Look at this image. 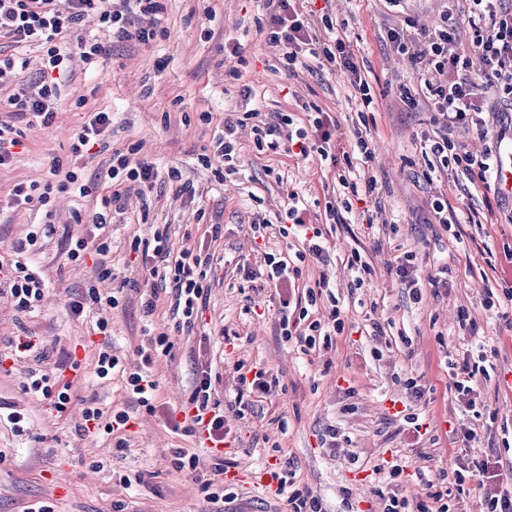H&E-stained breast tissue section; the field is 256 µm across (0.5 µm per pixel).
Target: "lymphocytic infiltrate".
<instances>
[{
    "label": "lymphocytic infiltrate",
    "instance_id": "1",
    "mask_svg": "<svg viewBox=\"0 0 512 512\" xmlns=\"http://www.w3.org/2000/svg\"><path fill=\"white\" fill-rule=\"evenodd\" d=\"M163 9L160 0H0V38L8 39L14 47L30 43L43 49L42 68L39 78L28 89L10 95L6 106L10 117L0 120V168L12 164L16 147L22 144V131L16 127L19 119L32 118L40 125L51 126L58 114L60 86L58 76L70 73L74 62L92 65L105 55L106 48L96 38H86L76 33V26L90 12L99 17L103 31L113 37L136 39L146 43L157 35L155 27H134L136 16H156ZM310 25L299 14L293 0H275L270 18L268 40L270 44L286 48L289 58H296L302 44L310 41ZM468 37L481 57L485 70L481 77L469 74L471 62L456 50V42ZM75 39V46H68V39ZM391 39L400 53L406 54L412 67L425 76V88L430 95L438 126L434 135L426 137L424 146L441 169L455 167L481 183L496 182L498 156L486 152L476 156L465 144L457 141L454 132L469 128L478 135L488 132L483 117L489 90H497L502 100L512 103V0H469L468 11L462 21L446 22L431 31L419 33L409 30L395 31ZM290 115H282L278 123L255 126L254 132L264 139L268 149L301 156L318 153L322 159L332 158L336 142L332 138V120L328 113L316 111L312 125L317 133L315 143H308L307 133L294 129ZM50 172L56 183L16 184L8 196L10 207L24 209L31 205L45 206L53 189H73L80 195H88L90 188L84 183L80 168L62 170L60 162H53ZM40 252V237L32 232L13 249L14 257L9 264L0 263V296L7 298L21 312L34 311L40 304L45 282L32 268L33 258ZM313 258L324 263L328 254L316 240L309 239L306 251L297 252L295 259L270 253L265 257L266 283L279 286L290 282L297 274V262ZM208 260L191 250H183L168 261L161 275L171 278L179 295L183 323L194 322L200 310L207 278ZM327 298L330 307L325 319L309 320L307 311H292L290 301H283L280 324L286 338L297 339L301 346L312 348L317 338H331L343 329L340 309L335 294H322L307 289L308 305H316L318 298ZM166 337L160 336L141 347V370L126 379L127 388L139 406L155 411L158 383L150 367L155 355L168 352ZM448 370L456 399L462 402L473 419H480L482 412L473 398L471 383L476 376H488L486 366L463 360L449 362ZM193 417L183 427L185 434H193L196 425H204L213 443L224 442V411L218 400L212 397L210 371L197 372L194 389L189 398ZM477 480L484 496L485 512H512V488L504 485V469L499 458L478 457L462 466L455 473L456 486Z\"/></svg>",
    "mask_w": 512,
    "mask_h": 512
}]
</instances>
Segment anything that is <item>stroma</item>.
<instances>
[{
	"instance_id": "1",
	"label": "stroma",
	"mask_w": 512,
	"mask_h": 512,
	"mask_svg": "<svg viewBox=\"0 0 512 512\" xmlns=\"http://www.w3.org/2000/svg\"><path fill=\"white\" fill-rule=\"evenodd\" d=\"M161 36L149 42L101 34L86 18L80 35L100 37L108 53L94 70L76 67L63 80L60 112L52 127L23 125L26 150L0 170V259L37 225L51 222L40 267L44 299L31 313L17 312L0 299V399L28 416L23 434L0 424V512H24L35 501L54 512H290L287 496L270 483V469L293 473L296 486L317 496L322 512H384L385 495L410 503L425 500L428 486L448 492L452 512H484L476 484L457 493L454 472L468 458L498 455L512 466V324L483 302L501 287L490 262L512 247V224L479 228L486 188L457 170L429 171L421 134L431 114L406 98L417 85L406 56L388 39L392 28L431 30L442 15L459 17L465 0H316L310 18L318 41L342 38L376 106L362 112L360 96L345 69L320 64L309 48L295 62L269 43L270 12L264 0H164ZM238 54H231V46ZM112 114L106 148L72 157L70 145L82 121L76 102ZM319 107L336 122V146L350 159L337 163L276 153L260 147L246 109L267 121L290 114L307 127L306 107ZM237 120L238 173L219 174L204 166L225 119ZM368 128L373 159L351 153L358 128ZM134 152L156 163L160 175L141 188L115 189L107 176L113 151ZM77 165L93 191L85 197L57 194L52 217L38 207L11 212L4 203L15 183H44L53 160ZM177 170L180 182L169 181ZM354 173L377 181L376 203L354 204L337 223L325 221L327 202L338 200L339 176ZM121 191L119 209L106 228L111 238L109 278L98 276L91 257H67L70 239L94 234L92 219L101 196ZM304 197L307 220L322 231L328 263H300L291 284L278 287L260 278L265 251L295 253L296 237L254 238L252 225L273 218L291 195ZM447 202L462 218L444 228L432 209ZM167 236L170 254L204 249L213 256L206 304L194 326L176 313L172 282L151 269L160 258L136 250V239ZM370 265L363 279L347 266L352 250ZM417 254V289L406 288L394 267L406 251ZM446 275L435 287L431 278ZM326 280L344 322L329 348L303 352L283 336L280 301L304 297ZM115 295L106 316L110 336L97 334V307L75 318L71 299L88 286ZM154 300L145 314L146 300ZM167 335L170 351L152 366L159 383L155 412L132 400L121 377H96L103 343L127 371L140 365L139 349L149 337ZM34 343L31 354H16L18 343ZM484 348L495 370L477 378L483 408L478 442L463 447L456 425L453 378L448 363ZM77 358L76 375L67 364ZM265 371L268 393L241 389L236 363ZM62 368L71 401L57 412L48 401L25 393L35 370ZM210 370L214 396L224 406L230 431L224 459L234 472V498L212 502L198 474L171 464L176 448H197L196 437L174 432L170 411L184 406L198 371ZM423 392L411 398L408 380ZM96 402L105 413L127 411L124 437L82 427V410ZM419 416L420 428L406 422ZM335 443H328L329 432ZM397 461L399 479L378 474L381 460ZM424 479H416V471ZM133 476L132 485L120 475Z\"/></svg>"
}]
</instances>
